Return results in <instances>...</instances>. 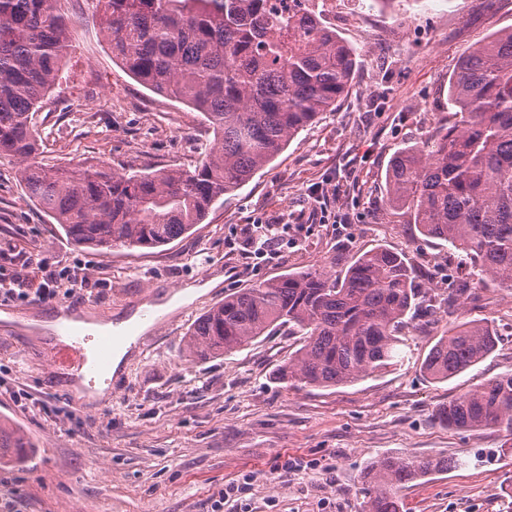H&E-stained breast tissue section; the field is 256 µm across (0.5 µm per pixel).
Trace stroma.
I'll return each instance as SVG.
<instances>
[{
	"instance_id": "obj_1",
	"label": "stroma",
	"mask_w": 512,
	"mask_h": 512,
	"mask_svg": "<svg viewBox=\"0 0 512 512\" xmlns=\"http://www.w3.org/2000/svg\"><path fill=\"white\" fill-rule=\"evenodd\" d=\"M350 22L325 25L351 45L358 67L335 111L323 113L202 224L155 248L75 247L25 193L18 160L0 153V282L26 280L29 299L0 297L14 316L53 313L36 296L43 274L24 257L50 258L58 283L85 278L95 323L170 290L214 288L179 305L143 356L112 380V403L82 402L46 357V339L0 329V421L27 444L0 462V512H361L362 474L386 455L456 460L406 484L403 512H512V437L456 431L438 408L512 371V290L488 281L455 317L414 320L403 364L329 388L280 377L301 337L282 326L241 349L199 359L187 332L225 296L309 267L347 269L376 247L405 255L418 285L448 286V248L424 239L405 210L387 204L395 153L430 140L455 116L448 83L461 56L512 28V0H338ZM73 17V51L35 114L47 167L106 163L134 173L191 170L213 141L200 113L155 94L113 62L92 20V0H60ZM96 111H88L89 99ZM286 222L272 256L251 257L249 228ZM488 320L494 351L445 382L421 369L450 321ZM221 500V499H220Z\"/></svg>"
}]
</instances>
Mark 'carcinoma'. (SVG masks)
Instances as JSON below:
<instances>
[{
  "label": "carcinoma",
  "instance_id": "1",
  "mask_svg": "<svg viewBox=\"0 0 512 512\" xmlns=\"http://www.w3.org/2000/svg\"><path fill=\"white\" fill-rule=\"evenodd\" d=\"M59 0H0V153L76 247L154 248L202 223L225 194L248 182L319 115L347 94L356 53L316 15L272 0H93L112 58L148 89L202 113L214 133L192 171L127 174L93 165L47 169L36 160L34 115L72 47ZM458 119L419 147L400 149L388 172V202L419 233L470 265L440 299L454 313L489 279L512 290V28L495 32L459 62L448 86ZM405 257L379 247L337 275L307 268L244 288L193 324L197 358L241 348L292 326L302 343L281 369L286 381L349 384L395 364L408 315L427 292ZM485 321L453 323L422 364L434 380L474 366L495 348ZM459 431L499 428L512 436V372L442 405ZM25 442L0 423V451ZM455 461L407 454L368 466L362 512H402L407 483Z\"/></svg>",
  "mask_w": 512,
  "mask_h": 512
}]
</instances>
